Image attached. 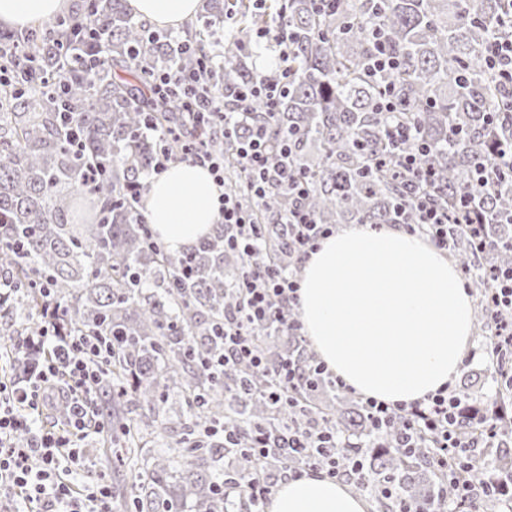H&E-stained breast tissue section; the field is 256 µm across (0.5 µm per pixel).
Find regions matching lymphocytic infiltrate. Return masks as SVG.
<instances>
[{
    "label": "lymphocytic infiltrate",
    "instance_id": "f902f5d3",
    "mask_svg": "<svg viewBox=\"0 0 512 512\" xmlns=\"http://www.w3.org/2000/svg\"><path fill=\"white\" fill-rule=\"evenodd\" d=\"M203 76L202 68L170 67L145 77L143 87L148 95L182 100L190 116L187 125L171 128L160 136L152 171L159 174L167 169L173 160L167 142L169 138H179L184 142L182 160L206 167L220 186L224 183V155L214 148V139L236 121L239 112L249 111L254 102L274 110L282 87L266 84L241 90L239 109L234 112L225 109L223 98L213 94L204 84ZM271 152L268 139L257 131L241 142L238 158L251 177L250 187L256 199H263L273 188L294 196L297 205L282 226L287 242L301 256L316 248L332 229L314 223L302 205L307 194L305 181L288 167L273 164ZM426 152V146L421 145L397 159V174L417 213V221L409 225V232L425 237L442 251L448 247V224L454 221L467 225L475 249H484V221L475 215V199L461 197L451 212L438 205L433 174L419 161ZM219 214L225 247L251 255L267 233L265 225L253 221L250 213L226 193L219 196ZM489 277L493 286L486 295V304L496 317L497 332L488 348L495 355L512 354V267L492 269ZM233 287L238 297L237 308L224 316V353L214 358L213 366L226 371L247 364L273 379L268 392L270 401L281 408L290 407L297 370L288 363L270 367L253 342V331L263 325L284 324L290 334L298 333V322L284 320L288 308L297 304V276L272 263L251 266L237 277ZM62 316L59 306L46 307L40 332L23 337L15 345V357L25 363L23 370H15L0 360V512H111L112 485L108 478H100L95 485L79 491L69 480L85 461L84 441L102 431L94 405L100 383L94 360L100 357L102 349L87 337L62 332ZM60 397L71 405L67 422L48 429L37 426V417ZM362 404L376 426L387 427L393 421H402L405 435L401 447L410 448L415 441L433 437L434 460L448 472L460 503L506 494V487L496 481L475 484L460 475L456 450L464 442L455 424L458 418L465 417L471 424L479 425L485 417L456 388L445 386L407 406H393L370 397L363 398ZM21 434L26 437L22 443L17 440ZM280 441L308 456V471L337 480L362 473L363 464L357 459L352 460L348 469L338 468L336 442L324 431H296Z\"/></svg>",
    "mask_w": 512,
    "mask_h": 512
}]
</instances>
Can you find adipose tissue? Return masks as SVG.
I'll use <instances>...</instances> for the list:
<instances>
[{
    "instance_id": "adipose-tissue-1",
    "label": "adipose tissue",
    "mask_w": 512,
    "mask_h": 512,
    "mask_svg": "<svg viewBox=\"0 0 512 512\" xmlns=\"http://www.w3.org/2000/svg\"><path fill=\"white\" fill-rule=\"evenodd\" d=\"M133 13L161 25L195 16L199 0H129ZM65 0H0V25L53 17ZM219 187L191 162L155 176L150 221L168 248L194 247L219 219ZM299 320L316 354L355 392L411 404L448 384L471 347L472 298L453 264L397 224H356L333 232L301 261ZM265 512H370L367 500L321 473L284 480Z\"/></svg>"
}]
</instances>
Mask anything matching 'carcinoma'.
I'll return each mask as SVG.
<instances>
[{
	"label": "carcinoma",
	"mask_w": 512,
	"mask_h": 512,
	"mask_svg": "<svg viewBox=\"0 0 512 512\" xmlns=\"http://www.w3.org/2000/svg\"><path fill=\"white\" fill-rule=\"evenodd\" d=\"M502 7V0H334L328 7L322 0H267L259 9L253 0H234L236 26L209 71L211 89L230 108L239 91L261 81H279L286 91L274 115L257 102L232 137L216 141L224 150V189L251 205L236 144L262 125L275 151L284 133H295L288 167L307 183L306 210L319 224L397 223L406 197L391 169L401 151L420 143L430 149L421 164L434 172L436 202L452 206L473 193L484 215L512 213V171L489 187L475 182L477 163L512 143V113L498 111L504 91L486 63L492 41L512 40L511 21L495 25ZM259 29L284 38L288 77L247 66L245 46ZM196 42L135 21L127 0H93L90 17L57 16L42 23V34L30 33L22 60L0 49L7 67L0 76V277L11 285L0 295V336L37 332L43 309L57 301L68 331L108 344L109 355L96 360L97 398L111 431L98 454L114 469L138 473L129 490L112 488L116 512H249L244 482L267 465L252 457L256 436L313 422L336 438L340 468L361 459L363 477L352 486L374 494L380 512L402 501L440 512L455 488L433 465L432 449L396 447L363 406L331 384L312 379L292 393L295 407L283 410L265 396L271 378L245 365L228 374L210 369L224 353V313L237 304L229 282L248 266L281 260L285 244L277 235L250 257L224 248L222 224L189 259L145 244L149 217L137 194L147 189L159 134L187 114L178 99L143 94L141 80L177 63L200 64L184 51ZM381 42L398 67L374 75L368 65ZM384 96L394 111L379 110ZM74 122L80 157L68 142ZM396 126L413 137L393 138ZM87 164L99 169L95 220L71 224L67 214ZM294 206L292 196L275 190L254 219L278 221ZM485 233L486 251L473 254L464 227L448 225V243L478 297L474 325L490 337L485 269L512 265V223L489 224ZM256 344L270 364L291 357L310 371L312 354L298 338L258 328ZM484 377L496 387L486 402L463 394L488 409L498 436L479 450L461 449L469 462L464 477L512 485V357H496ZM172 395L184 404L176 417ZM226 426L237 432L234 445H224ZM227 455L238 468L221 466ZM270 459L283 469L305 463L287 448L273 449ZM233 482L231 499L224 485ZM387 484L389 497L380 493Z\"/></svg>",
	"instance_id": "cac0c4a2"
}]
</instances>
